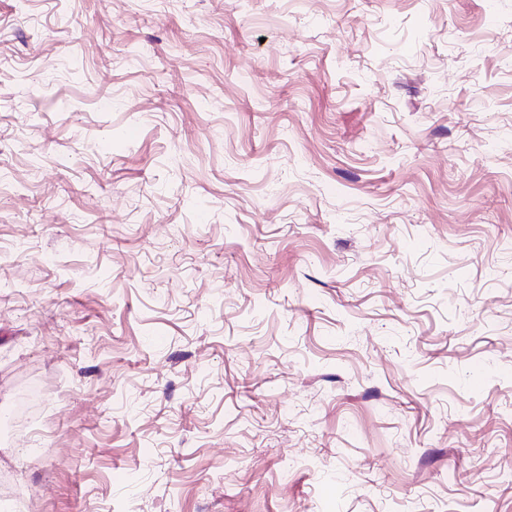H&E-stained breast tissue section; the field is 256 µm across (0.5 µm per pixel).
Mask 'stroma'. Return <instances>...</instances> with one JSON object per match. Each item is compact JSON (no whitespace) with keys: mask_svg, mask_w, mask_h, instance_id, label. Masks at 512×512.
I'll use <instances>...</instances> for the list:
<instances>
[{"mask_svg":"<svg viewBox=\"0 0 512 512\" xmlns=\"http://www.w3.org/2000/svg\"><path fill=\"white\" fill-rule=\"evenodd\" d=\"M0 512H512V0H0Z\"/></svg>","mask_w":512,"mask_h":512,"instance_id":"1","label":"stroma"}]
</instances>
